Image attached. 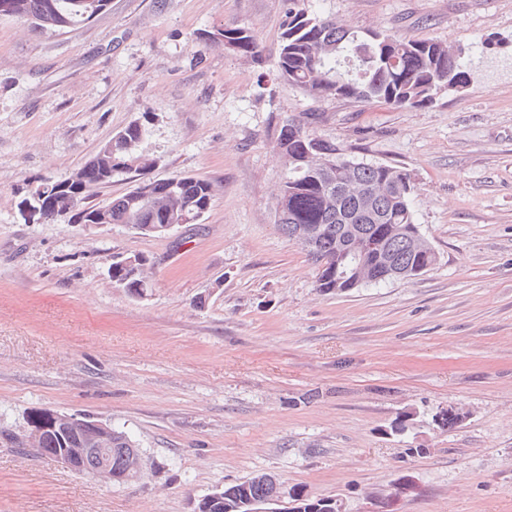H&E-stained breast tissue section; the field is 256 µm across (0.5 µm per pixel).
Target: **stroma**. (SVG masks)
Wrapping results in <instances>:
<instances>
[{"mask_svg": "<svg viewBox=\"0 0 512 512\" xmlns=\"http://www.w3.org/2000/svg\"><path fill=\"white\" fill-rule=\"evenodd\" d=\"M305 5L441 41L470 82L414 108L311 99L278 76L286 0H111L64 32L0 16V428L91 416L148 463L106 485L0 442V512H193L262 472L279 512L296 487L344 512H512V0ZM241 23L260 62L194 40ZM310 112L345 153L409 171L432 270L317 290L275 223L273 126ZM134 121L163 158L151 178L215 185L201 223L91 236L23 210ZM115 253L150 259L145 299L106 277ZM451 405L467 417L448 431L434 416Z\"/></svg>", "mask_w": 512, "mask_h": 512, "instance_id": "obj_1", "label": "stroma"}]
</instances>
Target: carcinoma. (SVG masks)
I'll return each mask as SVG.
<instances>
[{
    "label": "carcinoma",
    "instance_id": "1",
    "mask_svg": "<svg viewBox=\"0 0 512 512\" xmlns=\"http://www.w3.org/2000/svg\"><path fill=\"white\" fill-rule=\"evenodd\" d=\"M303 0H288L278 74L315 100L343 99L380 103L394 108L422 107L440 96L460 92L470 74L455 53L438 41L406 39L380 30H354L301 6ZM110 0H0V15L19 18L35 30L64 31L87 23L107 10ZM205 42H220L224 49L258 59V41L251 27L242 24L218 28L199 35ZM144 130L133 122L102 145L78 171L83 178L70 181L60 176L40 184L46 218L69 213L71 224H134L147 234L151 224H197L209 211L216 188L190 174L166 179H148L106 204L86 202L91 188L112 183V178L130 173L145 174L161 157L141 149ZM275 143L285 158L284 173L276 201L279 230L293 239L294 229L307 224L323 231L320 249L308 253L317 265V289L324 294L345 293L354 286L340 281L336 271L349 268L344 252L356 239L372 245L365 262L374 273L365 281L377 285L391 281L387 260L398 266L429 270L435 257L409 249L403 236L391 234L396 224L414 223L411 198L414 185L404 169L356 160L335 143L317 135L312 122L288 118L275 126ZM319 151H311V144ZM354 187L378 196L374 209L344 192ZM112 285L129 296L148 295V267L136 274L115 265ZM67 446L84 448L85 431L76 426L64 437L46 431L42 447L46 454ZM112 449V470L125 469L124 449L136 447L123 431L112 430L103 444ZM222 500L236 512H255L259 506L279 499L280 491L258 473L221 490Z\"/></svg>",
    "mask_w": 512,
    "mask_h": 512
}]
</instances>
